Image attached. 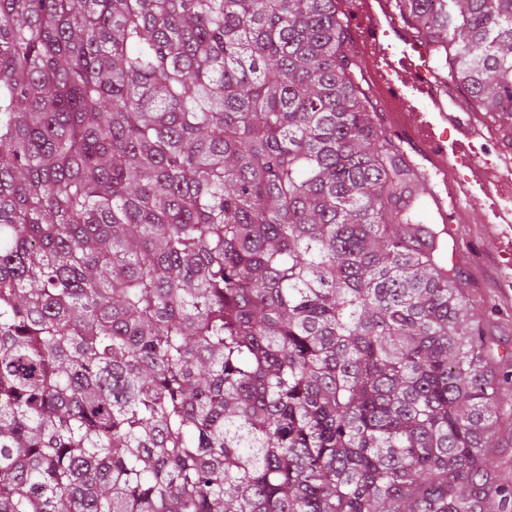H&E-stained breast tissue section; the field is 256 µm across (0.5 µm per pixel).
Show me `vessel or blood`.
<instances>
[{
	"instance_id": "obj_1",
	"label": "vessel or blood",
	"mask_w": 512,
	"mask_h": 512,
	"mask_svg": "<svg viewBox=\"0 0 512 512\" xmlns=\"http://www.w3.org/2000/svg\"><path fill=\"white\" fill-rule=\"evenodd\" d=\"M355 33L362 77L387 115L388 129L414 156L431 218L454 230L464 203L478 200L486 222L512 224V152L485 168L479 147L494 137L512 141V120L493 112L457 113L454 89L432 61L429 48L399 22L392 0H350L344 10ZM458 136L447 141L442 129ZM467 159L470 173L449 180L448 160Z\"/></svg>"
}]
</instances>
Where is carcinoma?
Here are the masks:
<instances>
[{
  "instance_id": "cac0c4a2",
  "label": "carcinoma",
  "mask_w": 512,
  "mask_h": 512,
  "mask_svg": "<svg viewBox=\"0 0 512 512\" xmlns=\"http://www.w3.org/2000/svg\"><path fill=\"white\" fill-rule=\"evenodd\" d=\"M512 120V0H395ZM336 0H0V512H501L447 230Z\"/></svg>"
}]
</instances>
